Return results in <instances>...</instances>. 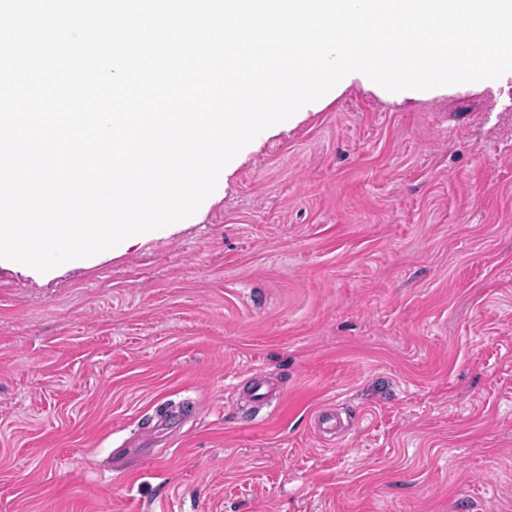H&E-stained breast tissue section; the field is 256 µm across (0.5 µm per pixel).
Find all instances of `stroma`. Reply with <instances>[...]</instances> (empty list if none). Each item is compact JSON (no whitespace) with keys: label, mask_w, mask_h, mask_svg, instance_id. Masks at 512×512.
Returning a JSON list of instances; mask_svg holds the SVG:
<instances>
[{"label":"stroma","mask_w":512,"mask_h":512,"mask_svg":"<svg viewBox=\"0 0 512 512\" xmlns=\"http://www.w3.org/2000/svg\"><path fill=\"white\" fill-rule=\"evenodd\" d=\"M499 101L351 88L180 232L0 269V512H512Z\"/></svg>","instance_id":"35a3bbf8"}]
</instances>
